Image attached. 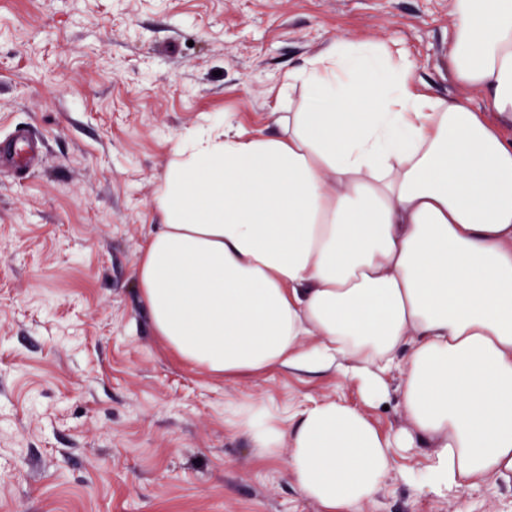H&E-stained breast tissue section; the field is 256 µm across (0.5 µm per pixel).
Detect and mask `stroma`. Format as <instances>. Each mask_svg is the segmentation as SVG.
<instances>
[{"label": "stroma", "instance_id": "1", "mask_svg": "<svg viewBox=\"0 0 512 512\" xmlns=\"http://www.w3.org/2000/svg\"><path fill=\"white\" fill-rule=\"evenodd\" d=\"M450 0H0V512H321L282 461L251 457L224 409L359 402L336 376L213 380L161 344L135 268L186 134L221 119L276 135L288 71L340 38L405 49L418 84L458 94ZM397 455L364 512H512V482L438 498ZM19 140L23 143L21 148H16V145L11 146L4 151V154L19 165H36L39 155V145L31 139L26 130L19 132Z\"/></svg>", "mask_w": 512, "mask_h": 512}]
</instances>
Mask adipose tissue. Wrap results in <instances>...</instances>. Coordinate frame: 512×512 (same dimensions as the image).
<instances>
[{"instance_id":"ef3b65f1","label":"adipose tissue","mask_w":512,"mask_h":512,"mask_svg":"<svg viewBox=\"0 0 512 512\" xmlns=\"http://www.w3.org/2000/svg\"><path fill=\"white\" fill-rule=\"evenodd\" d=\"M450 7L454 81L512 119V0ZM413 78L342 39L285 76L305 99L280 134L183 138L136 267L157 336L208 376L356 385L357 405L245 398L225 418L323 512H363L401 449H426L405 478L433 496L512 479V141ZM393 390L407 425L385 434L362 406Z\"/></svg>"}]
</instances>
